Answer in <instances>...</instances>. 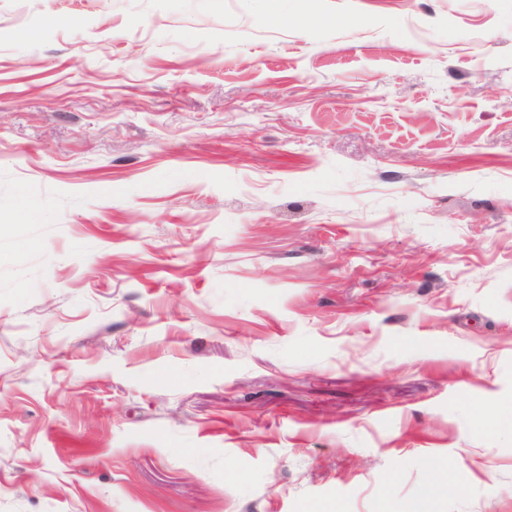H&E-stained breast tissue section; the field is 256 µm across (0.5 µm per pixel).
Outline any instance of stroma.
I'll list each match as a JSON object with an SVG mask.
<instances>
[{
    "instance_id": "obj_1",
    "label": "stroma",
    "mask_w": 512,
    "mask_h": 512,
    "mask_svg": "<svg viewBox=\"0 0 512 512\" xmlns=\"http://www.w3.org/2000/svg\"><path fill=\"white\" fill-rule=\"evenodd\" d=\"M406 504L512 512V0H0V512Z\"/></svg>"
}]
</instances>
